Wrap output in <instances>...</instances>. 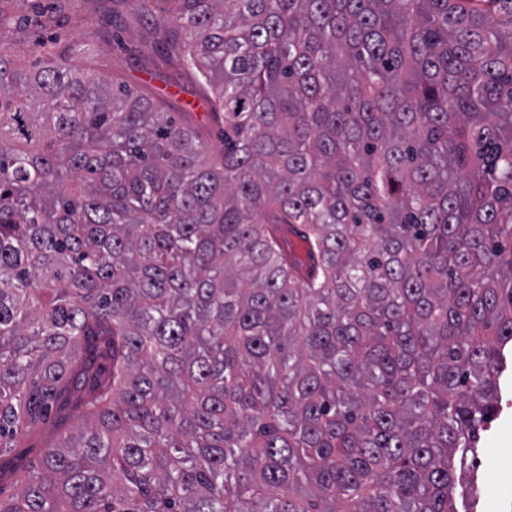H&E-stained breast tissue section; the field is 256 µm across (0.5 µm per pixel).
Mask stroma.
<instances>
[{
	"label": "stroma",
	"mask_w": 512,
	"mask_h": 512,
	"mask_svg": "<svg viewBox=\"0 0 512 512\" xmlns=\"http://www.w3.org/2000/svg\"><path fill=\"white\" fill-rule=\"evenodd\" d=\"M111 9L118 14L117 22L101 24V17ZM63 20L59 31L61 46L80 48L101 74L155 104L164 103L175 109L193 104L191 114H179L178 122L205 124L210 132H217V123L209 120L201 104L198 82L179 76L175 68L153 52L154 25L138 12L137 0H68ZM498 396L493 420L481 433L476 470L464 483L465 489L474 488L479 493L478 512H512V371L502 377ZM81 424L77 414L63 422L56 414H49L36 432L21 438L15 448L0 456V470L5 473L0 489L8 495L15 492L11 471H39L45 447L77 432Z\"/></svg>",
	"instance_id": "35a3bbf8"
}]
</instances>
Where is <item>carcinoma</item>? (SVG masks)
<instances>
[{"mask_svg":"<svg viewBox=\"0 0 512 512\" xmlns=\"http://www.w3.org/2000/svg\"><path fill=\"white\" fill-rule=\"evenodd\" d=\"M14 2L0 39L51 22ZM164 2L217 157L0 52V451L85 416L0 512H458L512 346V0Z\"/></svg>","mask_w":512,"mask_h":512,"instance_id":"1","label":"carcinoma"}]
</instances>
